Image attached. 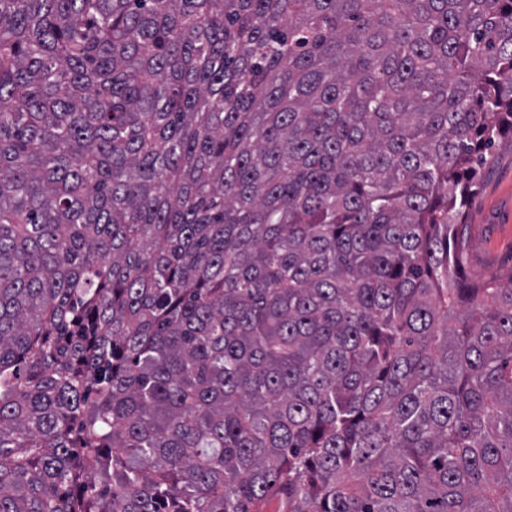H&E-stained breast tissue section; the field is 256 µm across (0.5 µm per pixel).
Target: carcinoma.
<instances>
[{"instance_id": "obj_1", "label": "carcinoma", "mask_w": 512, "mask_h": 512, "mask_svg": "<svg viewBox=\"0 0 512 512\" xmlns=\"http://www.w3.org/2000/svg\"><path fill=\"white\" fill-rule=\"evenodd\" d=\"M512 0H0V512H512ZM492 156L465 216L466 272L472 279L512 268V139L503 137Z\"/></svg>"}]
</instances>
